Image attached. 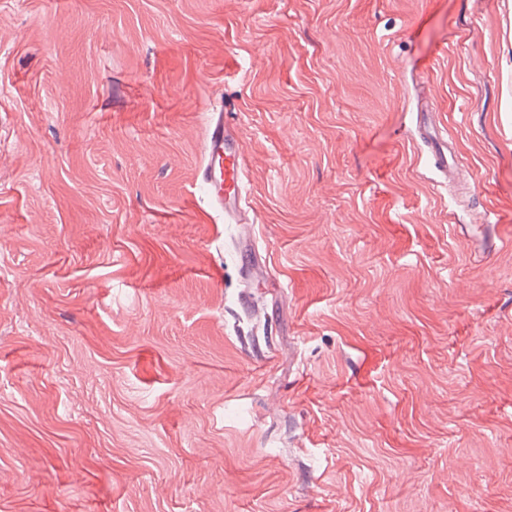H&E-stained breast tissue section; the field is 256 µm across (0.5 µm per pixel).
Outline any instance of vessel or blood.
<instances>
[{
  "mask_svg": "<svg viewBox=\"0 0 512 512\" xmlns=\"http://www.w3.org/2000/svg\"><path fill=\"white\" fill-rule=\"evenodd\" d=\"M246 164L239 139L224 124L223 108L211 112L206 128L198 179L212 209L224 218L239 220L243 211Z\"/></svg>",
  "mask_w": 512,
  "mask_h": 512,
  "instance_id": "obj_1",
  "label": "vessel or blood"
}]
</instances>
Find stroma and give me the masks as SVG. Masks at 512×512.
Returning a JSON list of instances; mask_svg holds the SVG:
<instances>
[{"label": "stroma", "instance_id": "35a3bbf8", "mask_svg": "<svg viewBox=\"0 0 512 512\" xmlns=\"http://www.w3.org/2000/svg\"><path fill=\"white\" fill-rule=\"evenodd\" d=\"M0 512H512V0H0ZM246 164L239 139L224 125V106L210 113L203 146L198 180L206 190L212 209L224 220L245 222L244 211Z\"/></svg>", "mask_w": 512, "mask_h": 512}]
</instances>
